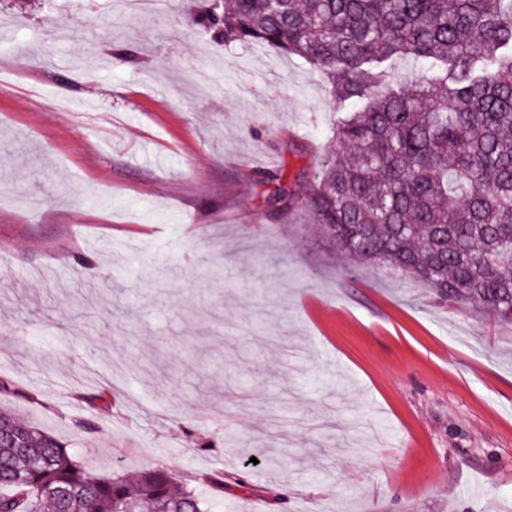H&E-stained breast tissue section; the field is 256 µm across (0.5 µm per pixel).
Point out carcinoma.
I'll list each match as a JSON object with an SVG mask.
<instances>
[{"mask_svg": "<svg viewBox=\"0 0 512 512\" xmlns=\"http://www.w3.org/2000/svg\"><path fill=\"white\" fill-rule=\"evenodd\" d=\"M191 22L298 56L331 88L338 148L308 197L278 199L344 257L512 321V0H224ZM0 512L208 510L167 468L94 475L0 410Z\"/></svg>", "mask_w": 512, "mask_h": 512, "instance_id": "1", "label": "carcinoma"}]
</instances>
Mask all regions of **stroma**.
Listing matches in <instances>:
<instances>
[{
	"mask_svg": "<svg viewBox=\"0 0 512 512\" xmlns=\"http://www.w3.org/2000/svg\"><path fill=\"white\" fill-rule=\"evenodd\" d=\"M201 3L0 0V408L97 475L223 472L214 512H512V322L273 203L331 93Z\"/></svg>",
	"mask_w": 512,
	"mask_h": 512,
	"instance_id": "obj_1",
	"label": "stroma"
}]
</instances>
